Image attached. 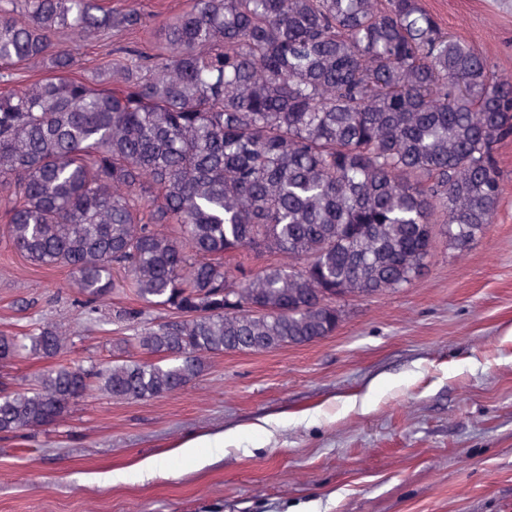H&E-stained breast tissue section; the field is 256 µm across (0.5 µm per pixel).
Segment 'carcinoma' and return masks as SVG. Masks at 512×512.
Segmentation results:
<instances>
[{
  "label": "carcinoma",
  "instance_id": "1",
  "mask_svg": "<svg viewBox=\"0 0 512 512\" xmlns=\"http://www.w3.org/2000/svg\"><path fill=\"white\" fill-rule=\"evenodd\" d=\"M0 86L12 246L68 269L89 316L137 301L112 307L135 335L102 367L65 361L75 334L52 323L0 336L1 361L46 363L0 388L3 436L92 387L139 403L216 355L325 339L349 299L422 273L435 225L452 249L480 237L504 191L512 73L424 0H0Z\"/></svg>",
  "mask_w": 512,
  "mask_h": 512
}]
</instances>
